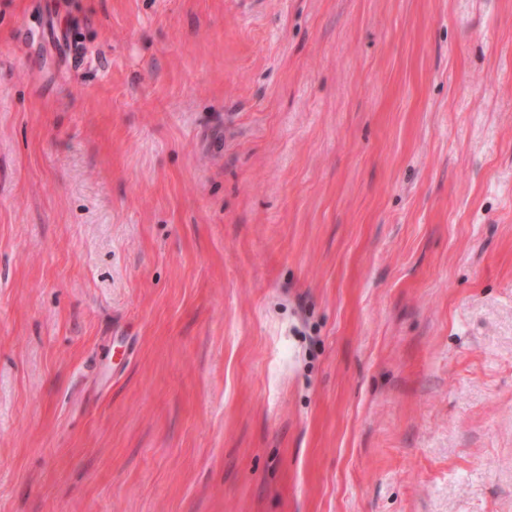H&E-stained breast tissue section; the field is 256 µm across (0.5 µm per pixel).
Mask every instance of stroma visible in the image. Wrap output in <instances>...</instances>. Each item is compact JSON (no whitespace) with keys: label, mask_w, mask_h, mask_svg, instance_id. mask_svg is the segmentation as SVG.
I'll return each mask as SVG.
<instances>
[{"label":"stroma","mask_w":512,"mask_h":512,"mask_svg":"<svg viewBox=\"0 0 512 512\" xmlns=\"http://www.w3.org/2000/svg\"><path fill=\"white\" fill-rule=\"evenodd\" d=\"M0 512H512V0H0Z\"/></svg>","instance_id":"obj_1"}]
</instances>
